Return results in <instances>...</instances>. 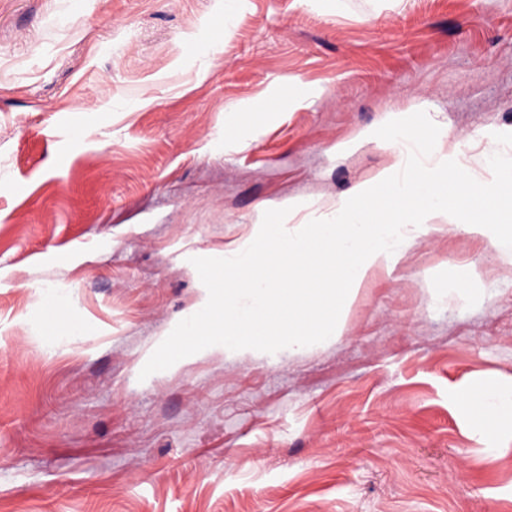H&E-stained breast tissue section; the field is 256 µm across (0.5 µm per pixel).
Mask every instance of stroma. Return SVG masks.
Listing matches in <instances>:
<instances>
[{"instance_id": "stroma-1", "label": "stroma", "mask_w": 512, "mask_h": 512, "mask_svg": "<svg viewBox=\"0 0 512 512\" xmlns=\"http://www.w3.org/2000/svg\"><path fill=\"white\" fill-rule=\"evenodd\" d=\"M223 9L0 0V512H512V446L454 403L512 379V266L464 231L414 241L336 340L140 379L192 258L389 165L361 131L424 101L462 163L512 132V0ZM233 103L261 109L229 136Z\"/></svg>"}]
</instances>
